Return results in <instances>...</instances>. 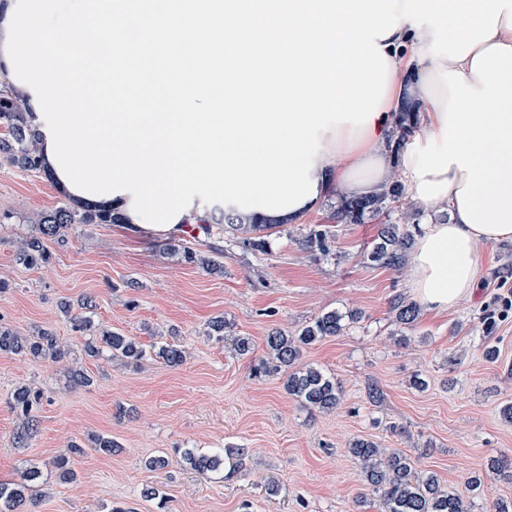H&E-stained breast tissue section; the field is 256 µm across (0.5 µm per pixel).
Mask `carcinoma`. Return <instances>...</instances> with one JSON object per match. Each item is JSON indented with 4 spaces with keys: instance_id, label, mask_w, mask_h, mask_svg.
<instances>
[{
    "instance_id": "obj_1",
    "label": "carcinoma",
    "mask_w": 512,
    "mask_h": 512,
    "mask_svg": "<svg viewBox=\"0 0 512 512\" xmlns=\"http://www.w3.org/2000/svg\"><path fill=\"white\" fill-rule=\"evenodd\" d=\"M0 125L6 133L0 137V164L5 163L22 171L41 169L38 143L31 130L27 109L16 97L0 90ZM414 122L411 113H402L394 131V140L402 145L413 132ZM404 193L403 184L395 180L377 192L360 198H344L337 208V218L343 224H361L366 215L380 213L400 200ZM121 219L114 214L84 208L80 211L61 204L42 213L38 219V232L28 235L18 242L20 259L29 267L44 266L51 255L45 240L62 237L73 224H119ZM217 225L218 234L227 233L238 240L245 250L264 252L269 247V237L276 227L274 222H264L257 218L244 219L231 212H222L214 223H203V229L210 231ZM332 237L330 227L324 224L310 226L298 239L306 250L323 253ZM411 234L400 229L397 224H381L367 260L384 268L399 270L407 260L411 247ZM171 252H181L187 263H195L206 270H220L222 265L213 257L217 252L211 248L206 254L190 247L178 250L176 245H167ZM75 332L88 336L84 352L90 358H97L107 350L114 357H122L139 362L146 350L134 339L119 332L95 330L93 318L89 315L74 314L70 305L61 304ZM391 312L401 330H410L417 319L419 308L401 294L390 301ZM345 315L328 311L306 323L293 333L275 330L266 338L267 355L253 367L256 374H282L288 394L296 398L310 411L324 412L338 407L342 390L336 380L313 365L296 366L303 350L330 337L338 336L344 330ZM25 355L35 358L49 357L57 362L66 356L55 334L43 330L33 338L22 337L7 328H0V354ZM155 355L164 362L175 366L184 359L182 348L173 343L157 347ZM41 393L29 385L15 387L9 396V405L20 418L14 442L22 445L37 432L38 419L33 414L40 404ZM350 454L361 468L365 482L376 494L379 512H473L474 499L481 494L483 478L475 475L461 488L441 487L436 474L416 468L413 460L402 452H385L374 442L357 439L350 444ZM181 460L193 469L205 473L224 467V456L199 452L187 448L181 453ZM59 479L74 483L76 472L70 467V457L61 456L53 461ZM42 471L29 467L17 483H0V512H18L25 504H35L36 491Z\"/></svg>"
}]
</instances>
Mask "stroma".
I'll use <instances>...</instances> for the list:
<instances>
[{"label": "stroma", "instance_id": "stroma-1", "mask_svg": "<svg viewBox=\"0 0 512 512\" xmlns=\"http://www.w3.org/2000/svg\"><path fill=\"white\" fill-rule=\"evenodd\" d=\"M55 186L34 171L0 166V325L21 336L47 329L67 350L59 362L0 354V483L38 466L43 476L37 512H376L377 501L349 454L351 441L368 439L400 450L442 486L459 487L471 475L485 479L473 512L488 501L512 498V477L489 473L493 458L512 459V310L499 317V299L512 294V240L482 248L473 297L435 314L420 310L407 342L390 311L392 296H412L409 269L370 264L365 255L379 225L397 224L419 235L427 219L411 198L361 224L334 219L338 196L270 236L271 249L247 251L223 240L211 273L165 252L120 224H77L49 241V264L31 269L17 243L37 217L62 203ZM334 226L327 254L298 243L309 225ZM91 303L99 327L143 345L178 343L181 365L147 358L134 365L85 355L59 304ZM331 310L357 313L345 330L307 348L301 361L336 378L341 404L313 412L290 396L282 376H253V358L266 352L275 329L293 331ZM497 313L487 325L489 313ZM221 317L235 336L251 338L253 358L209 336ZM499 350L484 357L487 344ZM84 370L92 386L77 387L70 372ZM425 379L426 389L413 386ZM29 384L42 392L38 431L17 446V418L8 394ZM378 389L379 402L369 392ZM117 444L106 453L91 439ZM83 446L70 466L74 485L51 466L70 443ZM186 448L243 449L222 470L198 472L182 464ZM165 456L168 468L148 471L147 458ZM160 495L147 499L145 487Z\"/></svg>", "mask_w": 512, "mask_h": 512}]
</instances>
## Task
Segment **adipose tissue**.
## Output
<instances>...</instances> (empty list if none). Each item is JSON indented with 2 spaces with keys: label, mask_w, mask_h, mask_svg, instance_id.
Masks as SVG:
<instances>
[{
  "label": "adipose tissue",
  "mask_w": 512,
  "mask_h": 512,
  "mask_svg": "<svg viewBox=\"0 0 512 512\" xmlns=\"http://www.w3.org/2000/svg\"><path fill=\"white\" fill-rule=\"evenodd\" d=\"M499 16L497 32L464 60L433 58L429 27L404 22L381 47L390 65L388 90L370 123H340L322 135L310 172L318 194L288 210L292 222L318 209L331 193L349 198L372 194L392 177L394 160L404 167L405 187L418 209L448 218L428 225L410 259L411 287L430 312L445 313L473 296L482 246L512 239V30ZM419 114V130L392 154V131L405 106ZM47 178L81 208L113 212L133 233L158 237L129 213L130 195L87 199L74 194L51 161Z\"/></svg>",
  "instance_id": "1"
}]
</instances>
